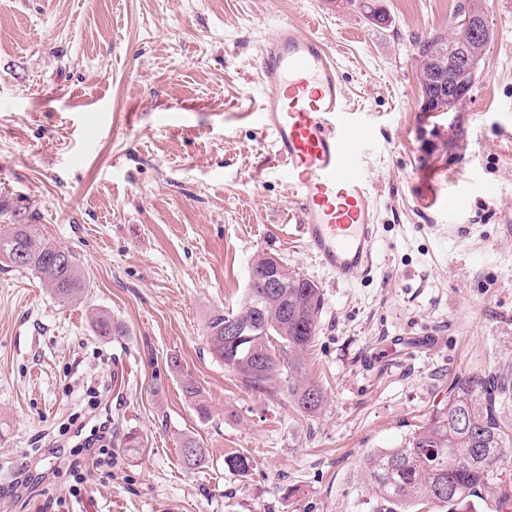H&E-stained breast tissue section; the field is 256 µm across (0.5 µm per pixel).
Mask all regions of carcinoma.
<instances>
[{
  "label": "carcinoma",
  "mask_w": 512,
  "mask_h": 512,
  "mask_svg": "<svg viewBox=\"0 0 512 512\" xmlns=\"http://www.w3.org/2000/svg\"><path fill=\"white\" fill-rule=\"evenodd\" d=\"M358 5L365 20L375 25L385 16L381 0H347ZM458 37L431 34L412 40L414 49L437 60L435 68L448 71V51ZM35 214L24 205L11 211V223L0 227V265L14 271H28L61 302L82 297L87 278L72 250L62 262L56 261L62 247L38 232ZM293 287L288 297L269 298L254 308L256 298L265 293L261 282H247L240 309L215 311L207 323V345L213 358L222 362L240 379L242 386L255 391L276 392L288 380V403L297 411L314 415L324 402L323 390L303 375L304 354L308 350L324 312L319 286L296 271L281 266ZM288 311H283V306ZM257 315L260 327L254 335L233 339L224 335L227 324ZM95 335L118 339L127 335L121 323L104 313L91 317ZM180 389L186 402L205 421L211 408L202 388L186 375ZM512 398V384L502 378L472 376L457 380L448 395L407 433L400 445L368 453L361 461L357 478L367 493V512H419L433 506L443 512H473L475 500L497 496L495 512H512V495L497 485L499 467L512 463V425L504 409ZM181 458L189 469L205 467L209 451L196 436L184 433L178 439ZM228 470L245 474L253 466L245 453L224 457Z\"/></svg>",
  "instance_id": "obj_1"
}]
</instances>
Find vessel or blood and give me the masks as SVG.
<instances>
[{
	"mask_svg": "<svg viewBox=\"0 0 512 512\" xmlns=\"http://www.w3.org/2000/svg\"><path fill=\"white\" fill-rule=\"evenodd\" d=\"M257 67L259 122L299 204V237L334 282L352 284L373 270L377 251V195L366 165L374 132L347 105L335 56L302 23L279 25Z\"/></svg>",
	"mask_w": 512,
	"mask_h": 512,
	"instance_id": "b4317fda",
	"label": "vessel or blood"
}]
</instances>
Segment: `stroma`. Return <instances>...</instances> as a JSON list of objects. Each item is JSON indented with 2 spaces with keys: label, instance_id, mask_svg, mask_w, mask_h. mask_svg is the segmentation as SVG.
Here are the masks:
<instances>
[{
  "label": "stroma",
  "instance_id": "35a3bbf8",
  "mask_svg": "<svg viewBox=\"0 0 512 512\" xmlns=\"http://www.w3.org/2000/svg\"><path fill=\"white\" fill-rule=\"evenodd\" d=\"M456 3L384 0L380 28L336 0H0V196L37 212L90 281L64 304L0 269V512H362L364 455L398 446L455 380L512 375V0H487L493 38L452 126L419 110L411 39L450 35ZM285 20L323 37L375 132L378 265L349 286L305 250L271 139L241 106ZM433 168L440 192L469 191L459 213L421 205ZM261 252L324 297L303 365L326 395L312 416L241 386L206 345ZM96 312L127 336H95ZM102 425L112 462L96 468L85 443ZM130 430L142 449L120 445ZM184 433L205 468L184 467ZM235 452L246 474L225 467ZM20 473L29 486L12 488ZM167 370L171 373H181L180 389L186 402H188L196 411L198 417L205 421L211 417V408L203 395L202 388L198 383L187 374L184 376L181 370V363L177 356H171L166 362ZM178 445L181 449L182 461L187 468L200 469L208 464L209 451L193 434H182L178 439ZM189 449H192L190 454H188Z\"/></svg>",
  "mask_w": 512,
  "mask_h": 512
}]
</instances>
